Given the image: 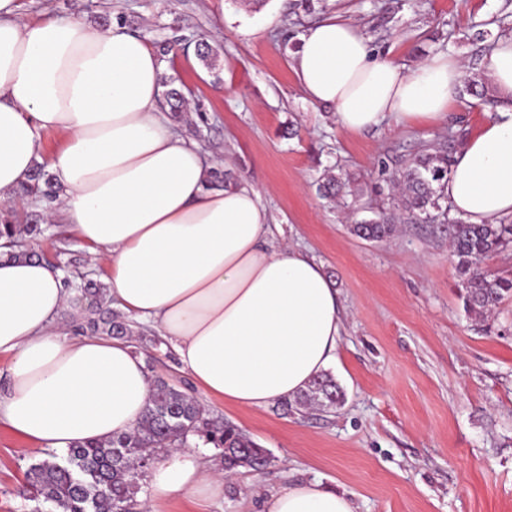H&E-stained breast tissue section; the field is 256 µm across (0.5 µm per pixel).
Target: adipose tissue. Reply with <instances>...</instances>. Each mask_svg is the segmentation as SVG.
Wrapping results in <instances>:
<instances>
[{
    "instance_id": "ef3b65f1",
    "label": "adipose tissue",
    "mask_w": 512,
    "mask_h": 512,
    "mask_svg": "<svg viewBox=\"0 0 512 512\" xmlns=\"http://www.w3.org/2000/svg\"><path fill=\"white\" fill-rule=\"evenodd\" d=\"M17 0H0V202L36 163L58 187L46 209L102 265L110 306L155 329L202 393L254 410L294 397L335 367L343 327L339 293L303 251L273 246L258 189L207 186L214 160L159 107L162 59L120 24L22 23ZM507 105L455 154L442 194L483 224L512 216V34L490 56ZM292 72L305 97L332 108L342 130L392 120L408 128L447 121L465 77L461 60L433 56L407 73L369 47L360 28L326 17L299 36ZM64 136L42 156L41 136ZM63 274L0 247V354L9 355L0 421L18 437L67 449L134 430L150 377L130 341L73 337L79 314ZM223 469L187 448L147 477L145 512L182 493L216 501ZM263 512H354L345 494L301 482L270 494Z\"/></svg>"
}]
</instances>
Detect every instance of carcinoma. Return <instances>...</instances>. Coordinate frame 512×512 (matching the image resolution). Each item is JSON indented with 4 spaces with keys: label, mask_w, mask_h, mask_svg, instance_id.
I'll use <instances>...</instances> for the list:
<instances>
[{
    "label": "carcinoma",
    "mask_w": 512,
    "mask_h": 512,
    "mask_svg": "<svg viewBox=\"0 0 512 512\" xmlns=\"http://www.w3.org/2000/svg\"><path fill=\"white\" fill-rule=\"evenodd\" d=\"M194 53L205 68L216 70L218 51L208 39L199 40ZM163 87L162 106L179 115L186 105L183 83L172 78L163 82ZM464 94L473 98L471 107L491 103L481 84H468ZM458 142L459 135L450 129L441 140L420 143L416 152L400 161L395 170L382 166L381 173L401 189L405 223L438 221L448 225L451 253L457 259L456 269L461 276L464 308L482 319L512 298V277L483 266L487 258L512 249V224H471L452 213L439 186L448 176ZM57 193L52 175L40 164L35 166L32 182L21 190V196L35 198L48 207L57 199ZM319 193L345 208L364 209L352 187V177L345 171L327 173L319 184ZM40 221L41 215L35 212L23 224L4 220V247L20 249L19 256L24 258H42L29 245L44 232ZM394 230L395 216L384 208L351 228L356 236L373 241L389 237ZM55 264L87 300L82 319L89 329L115 337L133 335L125 316L105 306L104 285L85 271L84 261L70 252L64 239L59 240ZM343 401V391L325 373L283 406L288 412L301 408L328 411ZM201 444L222 450L226 471L240 467L259 471L271 463L268 451L236 425L207 415L193 395L157 376L151 381L148 403L134 432L79 444L61 456L51 454L31 464L26 472L28 499L37 502L35 512H137L140 473L168 448H197Z\"/></svg>",
    "instance_id": "1"
}]
</instances>
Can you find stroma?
<instances>
[{
	"mask_svg": "<svg viewBox=\"0 0 512 512\" xmlns=\"http://www.w3.org/2000/svg\"><path fill=\"white\" fill-rule=\"evenodd\" d=\"M18 0L21 22L63 17L95 25L120 17L149 45L180 35L214 40L219 77L194 54L173 49L164 74L191 91L189 116L175 127L199 140L238 185L261 192L274 242L313 257L335 281L345 308L333 377L345 393L329 412L283 414L278 403L239 410L205 402L272 457L224 484L201 506L178 496L161 512H261L272 492L306 481L347 494L354 512H512V300L487 319L469 315L446 238L427 224L399 226L373 242L350 231L348 215L322 199L326 169L348 171L373 205L391 197L382 164L457 130L468 136L488 116L458 98L446 124L396 123L353 134L332 109L311 103L290 68L297 33L338 14L360 26L371 47L416 70L439 53L462 58L487 83L469 39L475 23L506 17L512 0ZM46 446L17 438L0 422V512H30L21 494Z\"/></svg>",
	"mask_w": 512,
	"mask_h": 512,
	"instance_id": "35a3bbf8",
	"label": "stroma"
}]
</instances>
